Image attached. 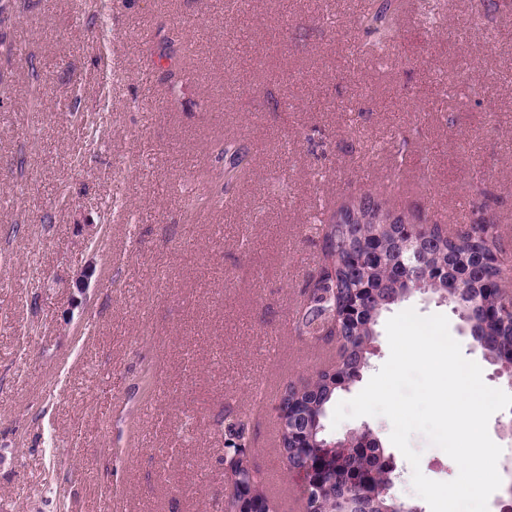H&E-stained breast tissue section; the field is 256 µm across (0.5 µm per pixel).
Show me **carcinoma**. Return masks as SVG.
<instances>
[{"label": "carcinoma", "instance_id": "cac0c4a2", "mask_svg": "<svg viewBox=\"0 0 512 512\" xmlns=\"http://www.w3.org/2000/svg\"><path fill=\"white\" fill-rule=\"evenodd\" d=\"M397 10L398 0H367L361 28L366 36L373 38L372 45L381 47L390 41ZM157 35L160 36L162 52L156 60L153 54H147V60L152 67L164 69L166 81L173 88L184 77L180 66L182 44L161 29ZM246 157L247 151L237 140L225 139L216 157L221 165L213 166L215 180H227L232 173H242L247 169L244 165ZM384 205V200L365 193L356 204L331 213L323 224L322 239L329 267L316 280L309 304L295 316L294 330L297 335H315L333 309L352 298L359 280L354 278L348 259L355 254H364L368 239L376 240L383 247L387 261L382 267L367 265L366 281L373 294L364 304L356 322L343 328L345 343L339 347V358L333 366L336 375H331L328 369L318 371L309 379L313 389L304 393L295 383L286 386L282 402L292 407L295 428L301 423L312 428L316 421H325L333 402L344 391V381L368 366L371 344L382 314L390 306L409 298L403 289L392 287L404 275L399 261L400 227L373 221ZM421 247L427 251V265L443 267L448 273L447 283H426L424 287L430 289V293L447 299L454 309L469 312L466 323L470 336L487 359L496 364L512 360V313L493 323L484 322L480 313L487 280L504 274L503 268L487 267L483 263L486 253L500 249L495 225L471 224L456 234H446L434 224L429 231V239L423 241ZM239 440L240 422L227 424L224 429V461L246 486L242 493L248 495V499H242V493L235 490L224 504V509L234 512L239 508L241 512H249L252 508L268 512L271 505L260 470L251 449L241 447ZM379 445L380 441L377 440L375 446L362 452L341 450L337 453V467L325 476L324 486L309 498V507L313 512H319L321 508L345 498L351 500L356 512H386L396 506V498L391 493L395 475L383 480L380 491L372 496L360 494L350 482L353 473L381 465ZM279 451L291 465L304 466L305 457L295 447L294 439L288 437L286 427L281 428Z\"/></svg>", "mask_w": 512, "mask_h": 512}]
</instances>
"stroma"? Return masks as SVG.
I'll list each match as a JSON object with an SVG mask.
<instances>
[{
  "instance_id": "obj_1",
  "label": "stroma",
  "mask_w": 512,
  "mask_h": 512,
  "mask_svg": "<svg viewBox=\"0 0 512 512\" xmlns=\"http://www.w3.org/2000/svg\"><path fill=\"white\" fill-rule=\"evenodd\" d=\"M0 512H218L226 412L246 413L275 512H303L278 449L280 395L336 358L297 336L319 218L387 192L407 218L512 243V0H402L387 60L351 63L364 0H0ZM186 76L147 69L158 26ZM248 149L232 209L192 214L224 139ZM396 191H388L391 171ZM87 274L85 287L75 280ZM442 314L484 382L512 383ZM512 409L488 424L512 502ZM394 495L414 469L382 416ZM422 473L458 468L413 436Z\"/></svg>"
}]
</instances>
